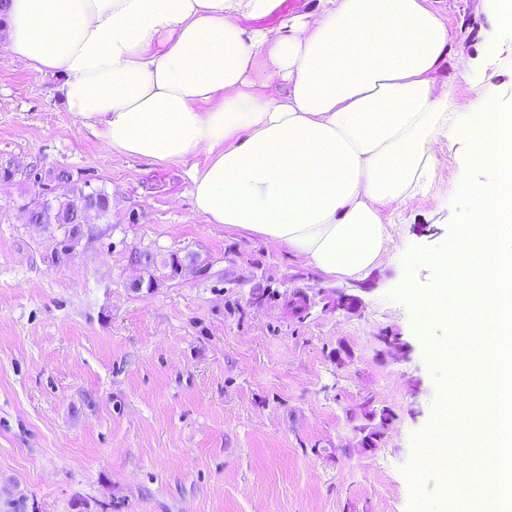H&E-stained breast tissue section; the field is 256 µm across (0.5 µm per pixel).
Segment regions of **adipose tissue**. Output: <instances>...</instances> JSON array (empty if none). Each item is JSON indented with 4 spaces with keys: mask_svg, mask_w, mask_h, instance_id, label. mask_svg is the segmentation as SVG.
I'll use <instances>...</instances> for the list:
<instances>
[{
    "mask_svg": "<svg viewBox=\"0 0 512 512\" xmlns=\"http://www.w3.org/2000/svg\"><path fill=\"white\" fill-rule=\"evenodd\" d=\"M281 0H9L0 40L62 77L69 112L112 151L190 164L194 210L209 223L284 245L321 273L368 278L394 249L387 226L426 193L441 140L493 180L463 183L460 249L434 256V308L474 301L470 346L489 375L466 420L486 454L479 501L452 512H512V113L487 71L512 30V0H479L480 58L460 53L435 0H314L272 28L243 27ZM455 58L477 93L467 107L437 74Z\"/></svg>",
    "mask_w": 512,
    "mask_h": 512,
    "instance_id": "1",
    "label": "adipose tissue"
}]
</instances>
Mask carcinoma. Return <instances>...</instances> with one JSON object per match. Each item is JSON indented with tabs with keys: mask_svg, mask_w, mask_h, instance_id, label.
I'll return each instance as SVG.
<instances>
[{
	"mask_svg": "<svg viewBox=\"0 0 512 512\" xmlns=\"http://www.w3.org/2000/svg\"><path fill=\"white\" fill-rule=\"evenodd\" d=\"M34 184L43 189L41 197L26 205L28 222L31 224H56L65 228L64 239L56 244L55 253H64L72 243L80 242L83 228L94 220L107 218L110 212V196L106 188L94 185L88 178H74L73 173L60 167L46 173L32 166ZM57 182L67 186L63 194L53 195L48 184ZM130 260L135 265L148 270L157 264L170 268V274H176L177 255L158 260V255L148 250H133Z\"/></svg>",
	"mask_w": 512,
	"mask_h": 512,
	"instance_id": "carcinoma-1",
	"label": "carcinoma"
}]
</instances>
